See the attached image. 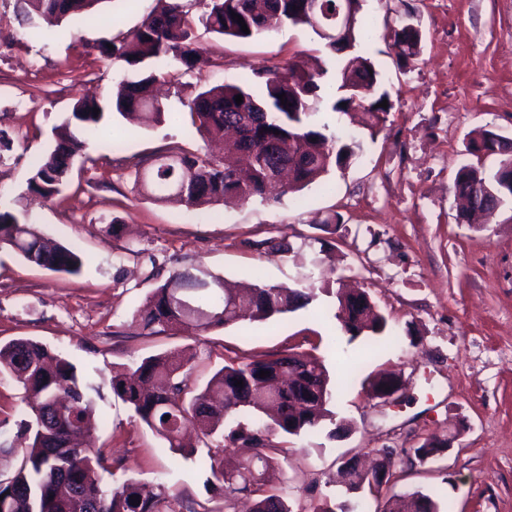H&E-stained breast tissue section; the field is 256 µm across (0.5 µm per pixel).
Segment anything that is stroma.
<instances>
[{"label": "stroma", "mask_w": 512, "mask_h": 512, "mask_svg": "<svg viewBox=\"0 0 512 512\" xmlns=\"http://www.w3.org/2000/svg\"><path fill=\"white\" fill-rule=\"evenodd\" d=\"M155 0H106L97 23L74 17L59 26L22 21L19 0H0V131L13 149L0 159V209L43 235L80 250V275L53 273L0 250V342L33 338L68 357L98 387L95 447L112 459L104 487L133 478L164 484L185 505L203 502L208 471L196 457L172 453L115 397V372L149 355L192 346L188 385L203 386L225 359L246 360L290 348L316 351L330 374L358 366L336 390V420L308 440H291L285 476L293 512L323 499L341 503L342 461L393 454L395 493L437 490L444 512H512V202L486 224L459 222L454 181L471 162L469 134L483 127L512 137V0H364L363 27L394 107L370 136L362 113L323 116L357 134L363 148L345 171H332L279 203L260 199L187 207L146 195L134 178L139 158L180 146L206 145L194 130L166 121L143 125L106 114L112 140L94 142L75 163L60 193L30 200L34 159L51 147L53 129L82 97L109 100L118 68L100 45L139 25ZM411 18L422 53L398 67L380 34ZM203 48L193 73L170 89L168 111L180 112L202 86L238 84L264 65L294 59L336 66L319 38L282 26L249 40L199 32ZM339 215L336 229L325 219ZM119 219V237L104 234ZM287 239V260L266 255L258 241ZM161 278L202 265L235 285H283L313 267L347 277L388 317L391 335L375 348L349 339L327 296L270 323L214 328L200 342L185 333L155 336L131 328L135 310L156 287L145 254ZM390 372L403 389L395 402L370 398L364 377ZM453 436L441 456L419 463L415 448Z\"/></svg>", "instance_id": "stroma-1"}]
</instances>
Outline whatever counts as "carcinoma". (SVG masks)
I'll use <instances>...</instances> for the list:
<instances>
[{
	"label": "carcinoma",
	"mask_w": 512,
	"mask_h": 512,
	"mask_svg": "<svg viewBox=\"0 0 512 512\" xmlns=\"http://www.w3.org/2000/svg\"><path fill=\"white\" fill-rule=\"evenodd\" d=\"M300 0H157L154 10L140 25L113 35L102 53L125 68L109 103L121 116L133 108L151 110V118L189 121L198 134L223 139L234 132L224 160L170 147L135 164L141 185L156 200L174 196L188 206L245 202L252 198L278 200L323 179L333 169L345 170L361 148L356 136L330 132L321 122L322 112L349 114L362 110L371 132L382 129L392 106L380 73L368 53L355 52L363 37L361 11L364 0H320V25L336 32V10L350 9L355 23L339 42L325 41L323 48L336 55V86L326 82L327 70L296 69L285 61L264 65L241 85L204 88L187 102L185 112H167L152 97L151 86L172 73L194 67L199 47L197 25L223 37L246 40L285 24L312 27L308 13L288 3ZM107 0H24L25 16L50 15L62 21L72 14L97 18L94 9ZM243 18L248 32L232 14ZM402 67L421 55L422 33L409 20L387 26L380 34ZM286 94L287 104L279 95ZM242 96V103L235 96ZM99 113H93V109ZM104 106L79 99L70 115L55 128L54 146L32 166L27 189L42 198L60 192L70 165L85 156L92 141L112 137L102 124ZM279 134H274V131ZM499 134L485 128L471 133L468 152L487 154ZM493 171L472 165L460 168L455 194L467 197L472 210L492 212L512 199V179L504 173L512 167V153H498ZM282 259L293 251L291 243L268 238L255 243ZM0 249L17 251L24 260L55 273L77 276L84 256L53 241L9 211L0 210ZM221 277L200 266L196 272L174 271L146 297L133 318V326L148 335L182 329L198 335L237 323L279 321L306 307L318 294L335 297L336 318L354 340H371L389 331L388 318L360 288L343 290L328 279L308 272L291 285L257 284L251 300L237 306L227 289L202 288L204 281ZM190 363L185 350H166L144 358L136 370L111 379L112 393L134 412L138 421L154 431L171 452L185 458L197 449L181 441L193 428L203 439L218 437L225 445L243 451L240 465L224 468L220 447L208 448L204 463L210 492L222 497L216 511L203 503L192 512H234L241 493L253 498L252 512H293L288 485L274 484L271 475L287 461L282 438H301L333 420L329 409L334 384L321 357L286 349L258 355L247 361L229 360L197 392L180 377ZM268 372L262 378L260 371ZM10 376L23 390L28 411L13 438L0 440V454L18 457L17 469L0 475V512H177L178 495L162 484L150 489L129 478L112 488L91 481L96 468L109 467L99 448L84 445L94 411L97 389L81 381L77 367L65 356L41 342L20 337L0 343V375ZM243 381V386L235 385ZM169 419H164V416ZM382 468L388 479L352 478L340 470L346 492L365 490L381 497L383 482H391L393 462L385 456ZM137 496L132 500L131 496ZM375 512H442L436 495L415 491L399 497L395 508L384 503Z\"/></svg>",
	"instance_id": "cac0c4a2"
}]
</instances>
